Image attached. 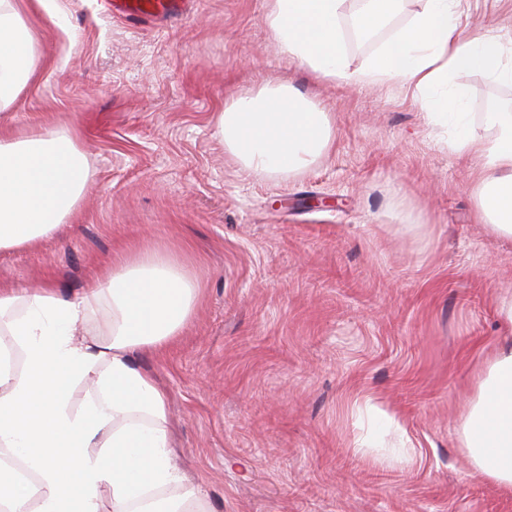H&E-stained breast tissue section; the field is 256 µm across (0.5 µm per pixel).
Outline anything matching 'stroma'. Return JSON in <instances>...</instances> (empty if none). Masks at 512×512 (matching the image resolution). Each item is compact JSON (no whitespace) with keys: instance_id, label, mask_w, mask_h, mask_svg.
<instances>
[{"instance_id":"1","label":"stroma","mask_w":512,"mask_h":512,"mask_svg":"<svg viewBox=\"0 0 512 512\" xmlns=\"http://www.w3.org/2000/svg\"><path fill=\"white\" fill-rule=\"evenodd\" d=\"M40 61L0 134L52 128L89 157L72 222L0 254V286L82 295L117 254L172 250L194 314L136 356L168 395L174 459L206 512H512L474 469L461 418L502 341L512 240L474 218L472 164L397 84L321 83L273 41L266 0H190L130 26L100 0H20ZM422 4L345 42L366 66ZM512 40V0H466ZM63 24H55V16ZM291 82L335 120L302 174L255 176L224 151L232 97ZM473 131L512 84L459 80Z\"/></svg>"}]
</instances>
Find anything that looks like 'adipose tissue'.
Wrapping results in <instances>:
<instances>
[{
    "label": "adipose tissue",
    "mask_w": 512,
    "mask_h": 512,
    "mask_svg": "<svg viewBox=\"0 0 512 512\" xmlns=\"http://www.w3.org/2000/svg\"><path fill=\"white\" fill-rule=\"evenodd\" d=\"M345 2L268 0L265 22L281 51L320 81L417 92L436 123L453 127L455 150L476 163L477 221L512 239V108L487 114L495 136L484 140L470 128L456 82L479 71L512 83L501 35L468 29L464 0H423L369 65L353 70L339 26ZM37 42L18 0H0L1 113L34 74ZM216 124L225 151L257 176L308 171L334 141L332 117L279 80L231 98ZM88 174L86 152L67 133L0 139V254L56 236L75 215ZM196 298L177 259L155 250L114 261L75 299L51 287L0 290V507L205 512L172 459L166 395L133 359L177 336ZM461 430L477 471L512 490V344L488 359ZM17 461L35 482L17 478Z\"/></svg>",
    "instance_id": "adipose-tissue-1"
}]
</instances>
